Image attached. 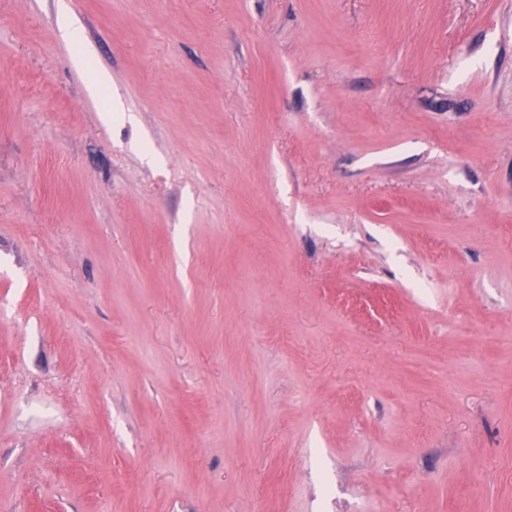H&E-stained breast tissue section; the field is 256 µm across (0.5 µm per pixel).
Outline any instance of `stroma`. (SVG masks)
<instances>
[{"label": "stroma", "mask_w": 512, "mask_h": 512, "mask_svg": "<svg viewBox=\"0 0 512 512\" xmlns=\"http://www.w3.org/2000/svg\"><path fill=\"white\" fill-rule=\"evenodd\" d=\"M0 512H512V0H0Z\"/></svg>", "instance_id": "obj_1"}]
</instances>
